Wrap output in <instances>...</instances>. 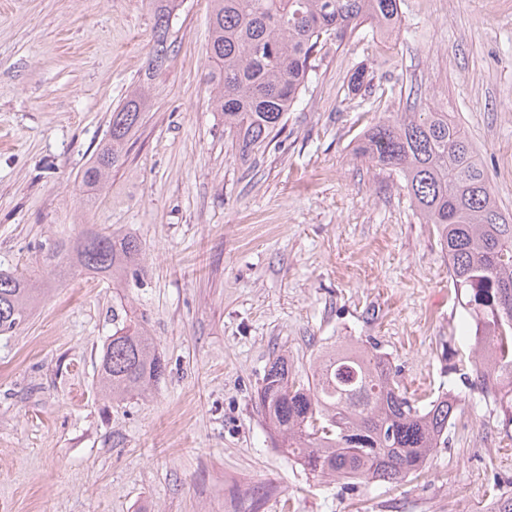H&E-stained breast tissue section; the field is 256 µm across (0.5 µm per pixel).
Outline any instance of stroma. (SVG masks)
<instances>
[{"instance_id": "stroma-1", "label": "stroma", "mask_w": 512, "mask_h": 512, "mask_svg": "<svg viewBox=\"0 0 512 512\" xmlns=\"http://www.w3.org/2000/svg\"><path fill=\"white\" fill-rule=\"evenodd\" d=\"M208 18L209 0H177L150 78L151 0H0V269L40 274L83 224L136 235L145 284L128 300L167 364L149 397L103 400L119 297L46 277L0 336V512H491L512 493V427L448 369L470 338L431 225L356 148L385 113L435 100L512 212V0H400L398 32L328 48L284 130L244 158L204 80ZM145 80L124 164L87 195L78 172ZM341 336L376 344L417 405L459 395L426 479L318 480L274 448L256 406L273 357L302 380Z\"/></svg>"}]
</instances>
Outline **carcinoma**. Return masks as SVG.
I'll return each mask as SVG.
<instances>
[{
	"label": "carcinoma",
	"instance_id": "obj_1",
	"mask_svg": "<svg viewBox=\"0 0 512 512\" xmlns=\"http://www.w3.org/2000/svg\"><path fill=\"white\" fill-rule=\"evenodd\" d=\"M175 0H154V46L148 72L169 57ZM208 70L215 111L238 154L246 156L280 132L316 70L318 54L369 25L393 34L400 0H211ZM147 90L138 86L113 111L105 139L80 173L102 189L125 161L141 123ZM358 155L395 172L423 223L432 225L448 257V274L475 323L471 375L512 425V215L502 209L477 149L450 112H396L359 140ZM51 271L76 268L133 288L142 285L139 239L108 228H82L47 249ZM38 280L0 270V335L31 314ZM166 364L144 316L112 308V336L98 373L101 395L116 403L147 395ZM257 405L274 443L322 479L401 483L418 478L435 448L448 440L460 411L446 392L425 406L401 390L376 346L349 339L321 348L301 382L277 357L257 390Z\"/></svg>",
	"mask_w": 512,
	"mask_h": 512
}]
</instances>
